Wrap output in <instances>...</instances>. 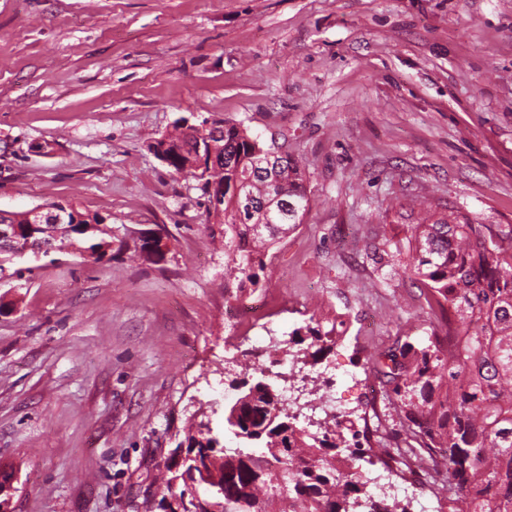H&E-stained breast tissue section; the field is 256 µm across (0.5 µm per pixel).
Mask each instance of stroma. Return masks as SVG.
Segmentation results:
<instances>
[{
	"mask_svg": "<svg viewBox=\"0 0 512 512\" xmlns=\"http://www.w3.org/2000/svg\"><path fill=\"white\" fill-rule=\"evenodd\" d=\"M225 120L294 153L310 206L258 288L224 285L222 225L151 147ZM73 202L112 249L14 259L0 284V467L11 512H159L189 427L238 396L235 312L344 322L336 399L404 429L384 355L443 326L404 257L427 213L512 225V0H0V210ZM164 233L163 261L139 257ZM370 246L374 259L358 255Z\"/></svg>",
	"mask_w": 512,
	"mask_h": 512,
	"instance_id": "35a3bbf8",
	"label": "stroma"
}]
</instances>
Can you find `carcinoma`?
I'll list each match as a JSON object with an SVG mask.
<instances>
[{"label": "carcinoma", "instance_id": "1", "mask_svg": "<svg viewBox=\"0 0 512 512\" xmlns=\"http://www.w3.org/2000/svg\"><path fill=\"white\" fill-rule=\"evenodd\" d=\"M205 134L212 130L178 127L167 135L183 164L174 172L195 179L204 196L210 182L224 184V276L256 287L268 250L296 229L309 207L300 162L281 153L269 173H256L255 162L271 148L226 124L224 149L212 167H184ZM237 188L255 199L252 213L241 215ZM10 222L22 234L6 260L22 256L28 237L24 213ZM107 235L105 226L63 233L59 242L99 260ZM406 269L448 330L386 354L391 365L378 371L404 418L402 443L427 449L433 470L445 473L433 493L448 495V512H512V227L478 224L450 207L415 225ZM236 389L227 430L263 451L228 448L199 424L188 431L187 446L177 445L185 455L165 480L161 512H408L395 498L374 497L362 471L364 462L390 466L399 452L374 447L368 436L359 441L350 418V441L334 424L320 434L306 432L267 377L246 373ZM339 457L357 468L343 481L336 475Z\"/></svg>", "mask_w": 512, "mask_h": 512}]
</instances>
